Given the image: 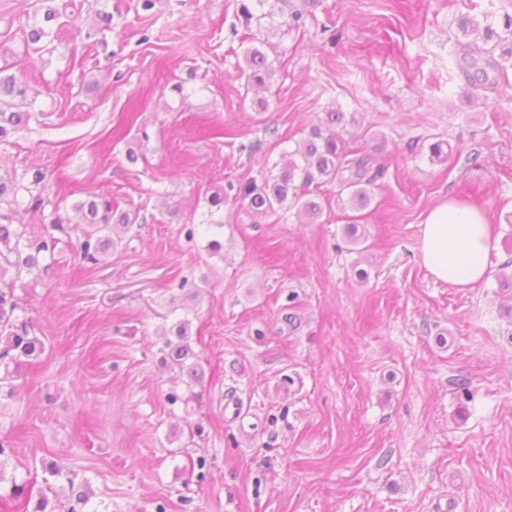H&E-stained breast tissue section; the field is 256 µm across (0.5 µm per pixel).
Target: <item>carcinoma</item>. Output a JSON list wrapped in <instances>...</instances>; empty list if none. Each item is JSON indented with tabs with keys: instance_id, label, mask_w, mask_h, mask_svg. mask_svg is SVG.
I'll list each match as a JSON object with an SVG mask.
<instances>
[{
	"instance_id": "carcinoma-1",
	"label": "carcinoma",
	"mask_w": 512,
	"mask_h": 512,
	"mask_svg": "<svg viewBox=\"0 0 512 512\" xmlns=\"http://www.w3.org/2000/svg\"><path fill=\"white\" fill-rule=\"evenodd\" d=\"M68 5L72 0H41L44 11L40 21L20 27L27 46L37 51L53 54L59 18L67 14L57 2ZM490 14L483 19L475 16L463 17L459 29L463 36H480L484 41L495 42L502 46L501 57L512 60V14L504 13L502 31H497L488 23ZM458 68L472 86L476 82L489 79V71L499 70L503 65L494 56H486L471 47V44L459 43ZM15 65L3 60L0 65V143L9 142L12 134L29 124L32 113L14 110V100L27 95L28 86L23 78L13 72ZM240 75L247 83L257 87L270 84L275 75L273 64L267 54L258 45L247 47L243 52V66ZM357 123L355 113L340 108H331L324 112L320 124L312 127L307 136L297 144L294 150L282 155L283 164H274L262 180L255 179L228 184L229 191L217 188L207 198L209 205L206 226L212 239L207 251L216 255L221 253L223 244L218 239L219 229L224 220H214L212 216L224 214V202L229 197L242 200L256 214L276 215L298 208L311 219H318L323 211V203L310 196L312 184L338 187L337 203L341 209H350L353 214L346 216V235L358 243L359 212L367 209L372 202L374 188L378 179L384 175V168L376 164L369 153L351 150L346 147L341 132L349 125ZM27 181L17 178L0 177V279L9 270L16 277L24 274H46L51 269L47 259L54 256L63 237L69 235L72 219L68 212L55 207L50 220L51 231L38 235L26 232L25 226L12 221L14 207L19 205V197L29 196L28 211L33 214L43 212L47 199L43 194L49 187V177L41 168L26 170ZM71 211L83 225L82 235L78 238L81 259L87 263L98 264L100 257L107 254L116 245L114 236L119 228L137 223L139 213L120 208L110 193H92L83 200L75 202ZM20 305L14 288L0 282V382L9 381L19 374L21 367L38 359L45 350L42 339L36 335L32 323L18 314ZM190 321L183 319L171 329L173 338L165 344V357L170 365L186 375L187 385L192 386L203 381L204 371L196 362L197 355L190 342ZM52 481L46 482L47 493L42 495L34 506L33 512H54L48 509L49 495H57L53 483L64 482L68 485L69 496L61 503L64 512H98L91 505L89 486L85 482L77 483L65 465L54 463L46 468Z\"/></svg>"
}]
</instances>
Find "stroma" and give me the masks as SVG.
<instances>
[{
    "instance_id": "obj_1",
    "label": "stroma",
    "mask_w": 512,
    "mask_h": 512,
    "mask_svg": "<svg viewBox=\"0 0 512 512\" xmlns=\"http://www.w3.org/2000/svg\"><path fill=\"white\" fill-rule=\"evenodd\" d=\"M36 3L0 0V54L37 115L0 145V175L39 167L68 202L108 190L140 219L100 264L71 239L16 282L45 351L14 378L22 396L0 391V488L39 498L57 462L99 512H512V65L468 96L455 57L458 20L512 0H279L256 33L276 69L262 108L238 71L255 35L241 0H75L51 56L18 33ZM332 106L356 115L349 146L384 139L365 247L337 206L304 224L229 200L209 255L206 190L261 178ZM448 196L495 228L471 288L418 258ZM183 318L192 388L164 361Z\"/></svg>"
}]
</instances>
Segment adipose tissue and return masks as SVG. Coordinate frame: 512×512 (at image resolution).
I'll return each instance as SVG.
<instances>
[{"mask_svg":"<svg viewBox=\"0 0 512 512\" xmlns=\"http://www.w3.org/2000/svg\"><path fill=\"white\" fill-rule=\"evenodd\" d=\"M494 249L485 214L469 203L448 199L427 214L421 231V262L435 279L468 288L483 281Z\"/></svg>","mask_w":512,"mask_h":512,"instance_id":"ef3b65f1","label":"adipose tissue"}]
</instances>
